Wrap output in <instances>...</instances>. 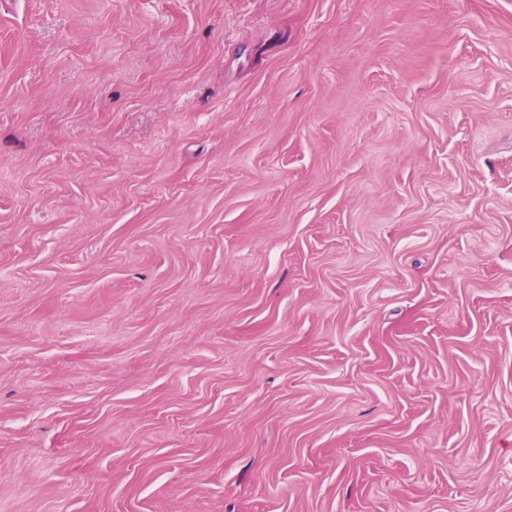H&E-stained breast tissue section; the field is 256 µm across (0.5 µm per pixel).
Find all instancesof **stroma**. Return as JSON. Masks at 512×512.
<instances>
[{
	"label": "stroma",
	"instance_id": "35a3bbf8",
	"mask_svg": "<svg viewBox=\"0 0 512 512\" xmlns=\"http://www.w3.org/2000/svg\"><path fill=\"white\" fill-rule=\"evenodd\" d=\"M0 512H512V0H0Z\"/></svg>",
	"mask_w": 512,
	"mask_h": 512
}]
</instances>
